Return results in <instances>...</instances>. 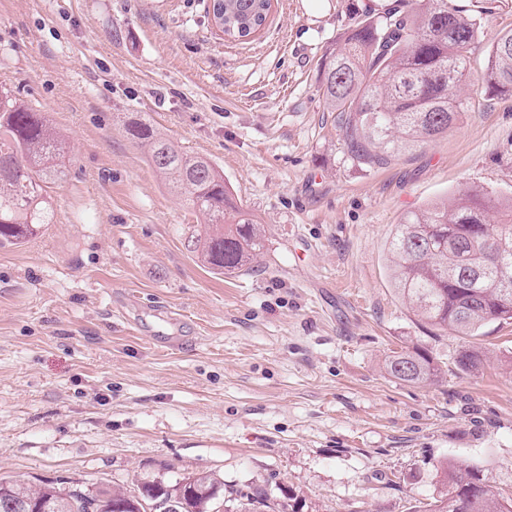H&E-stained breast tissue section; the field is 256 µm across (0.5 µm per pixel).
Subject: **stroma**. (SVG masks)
<instances>
[{
	"mask_svg": "<svg viewBox=\"0 0 512 512\" xmlns=\"http://www.w3.org/2000/svg\"><path fill=\"white\" fill-rule=\"evenodd\" d=\"M486 38L512 0H455ZM272 0L245 43L209 0H0V86L69 154L54 222L0 249V476L128 487L208 472L224 505L289 488L307 512H426L444 460L512 497V321L468 339L394 291L400 218L463 188L512 197V94L481 91L448 133L385 166L350 162L319 60L366 6ZM153 124L224 171L265 229L233 275L189 245L203 220L127 135ZM441 373L407 384L394 351ZM468 346L487 353L466 370ZM385 366L393 378L410 384L433 380L440 373L428 351L421 347L389 356Z\"/></svg>",
	"mask_w": 512,
	"mask_h": 512,
	"instance_id": "1",
	"label": "stroma"
}]
</instances>
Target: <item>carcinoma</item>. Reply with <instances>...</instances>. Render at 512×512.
I'll list each match as a JSON object with an SVG mask.
<instances>
[{"label": "carcinoma", "instance_id": "1", "mask_svg": "<svg viewBox=\"0 0 512 512\" xmlns=\"http://www.w3.org/2000/svg\"><path fill=\"white\" fill-rule=\"evenodd\" d=\"M224 15L222 32L242 41L260 31L271 0H215ZM477 20L461 14L452 0H401L379 16L368 14L345 33L320 63V92L348 157L380 167L398 151L414 149L448 132L467 111L462 88L472 80L470 51L481 42ZM487 65L477 80L489 91L512 92V29L489 42ZM126 133L146 151L149 163L194 213L203 233L190 246L210 269L232 275L264 252L263 225L225 200L233 192L224 171L211 159L183 152L157 129L132 122ZM65 141L42 112L10 90L0 89V248L19 247L52 223L49 185L64 175ZM497 210L499 220L488 215ZM389 271L409 307L441 330L475 336L484 326L512 320V198L499 199L466 188L451 200L407 213L388 244ZM481 351L467 347L457 363L476 369ZM395 379L419 384L436 378L439 368L421 347L388 357ZM441 486L431 512H512V498L484 471L446 461L436 468ZM165 491L116 488L71 480L35 482L2 478L14 501H35L45 512H169L168 501L185 496L183 512H224V480L201 472L160 479ZM258 487L242 496L239 512H302L305 502L293 491Z\"/></svg>", "mask_w": 512, "mask_h": 512}]
</instances>
